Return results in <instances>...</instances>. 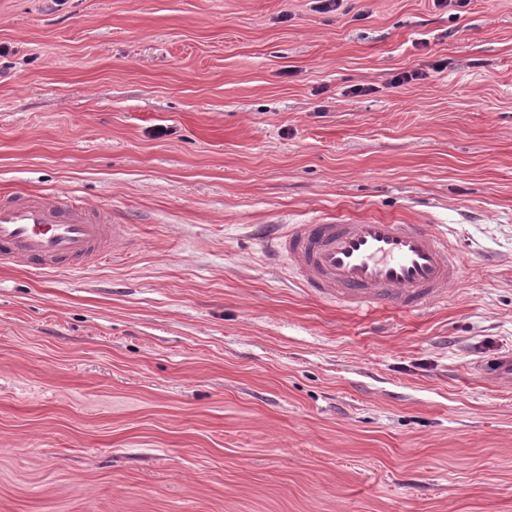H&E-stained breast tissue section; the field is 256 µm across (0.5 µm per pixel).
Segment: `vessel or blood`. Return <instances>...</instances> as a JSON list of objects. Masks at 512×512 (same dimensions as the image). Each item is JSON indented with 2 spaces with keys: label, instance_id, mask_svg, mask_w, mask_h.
<instances>
[{
  "label": "vessel or blood",
  "instance_id": "obj_1",
  "mask_svg": "<svg viewBox=\"0 0 512 512\" xmlns=\"http://www.w3.org/2000/svg\"><path fill=\"white\" fill-rule=\"evenodd\" d=\"M125 227L59 193L0 194V265L54 271L114 253ZM277 251L317 298L350 310H423L446 300L461 265L422 224H292Z\"/></svg>",
  "mask_w": 512,
  "mask_h": 512
}]
</instances>
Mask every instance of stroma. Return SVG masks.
<instances>
[{
  "mask_svg": "<svg viewBox=\"0 0 512 512\" xmlns=\"http://www.w3.org/2000/svg\"><path fill=\"white\" fill-rule=\"evenodd\" d=\"M37 191L127 243L0 267V512H512V0H0ZM345 218L446 231L460 284L347 310L263 242Z\"/></svg>",
  "mask_w": 512,
  "mask_h": 512,
  "instance_id": "stroma-1",
  "label": "stroma"
}]
</instances>
